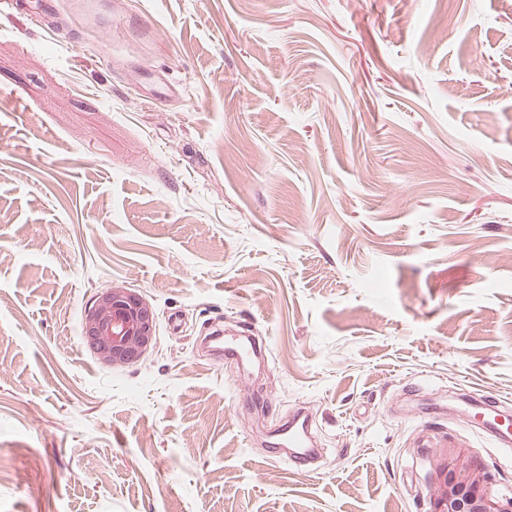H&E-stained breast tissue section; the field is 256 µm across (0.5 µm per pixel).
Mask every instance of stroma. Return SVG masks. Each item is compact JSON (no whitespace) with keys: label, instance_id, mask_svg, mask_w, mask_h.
Instances as JSON below:
<instances>
[{"label":"stroma","instance_id":"stroma-1","mask_svg":"<svg viewBox=\"0 0 512 512\" xmlns=\"http://www.w3.org/2000/svg\"><path fill=\"white\" fill-rule=\"evenodd\" d=\"M63 11L0 15V512H428L449 447L512 492L473 406L512 413V0ZM114 283L132 366L81 333ZM294 409L313 472L266 440ZM145 80L152 85L153 92L146 100L149 103L166 102L177 94V86L163 71H150L146 73ZM82 331L101 363L136 364L155 345L153 308L141 294L112 284L93 296L84 311ZM217 336H214L213 341L217 343L216 349L219 352H223L225 350V353L229 355L231 358L236 359L240 362H246L251 359L252 356L255 355L257 348L255 344L253 343H243V342H231L229 345H223V333L219 332L216 334Z\"/></svg>","mask_w":512,"mask_h":512}]
</instances>
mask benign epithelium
Masks as SVG:
<instances>
[{
	"label": "benign epithelium",
	"instance_id": "7a95c632",
	"mask_svg": "<svg viewBox=\"0 0 512 512\" xmlns=\"http://www.w3.org/2000/svg\"><path fill=\"white\" fill-rule=\"evenodd\" d=\"M83 335L105 365H132L155 345L151 304L120 285L103 288L84 311ZM429 512H512V495H497L486 474L462 450L448 449L436 466L430 486Z\"/></svg>",
	"mask_w": 512,
	"mask_h": 512
}]
</instances>
